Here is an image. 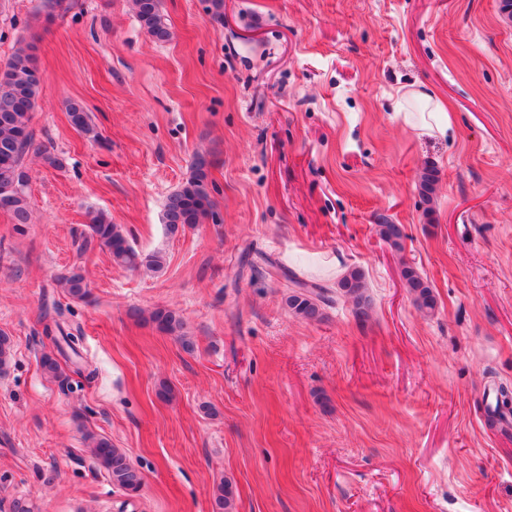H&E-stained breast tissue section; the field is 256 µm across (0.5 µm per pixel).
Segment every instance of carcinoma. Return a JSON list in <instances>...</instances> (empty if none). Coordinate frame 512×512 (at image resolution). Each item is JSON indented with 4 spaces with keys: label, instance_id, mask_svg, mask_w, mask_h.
Here are the masks:
<instances>
[{
    "label": "carcinoma",
    "instance_id": "obj_1",
    "mask_svg": "<svg viewBox=\"0 0 512 512\" xmlns=\"http://www.w3.org/2000/svg\"><path fill=\"white\" fill-rule=\"evenodd\" d=\"M133 4L143 29L157 42L168 41L171 32L162 11V0H133ZM44 93L43 76L28 48L16 49L5 63L0 64V211L10 214L16 224H27L30 220V176L25 167L27 154L33 151L42 156L47 164L61 166L53 153L35 144L30 126L31 114ZM68 118L70 125L79 133L97 137L92 118L82 105L71 104ZM211 166L212 161L206 155H197L189 177L167 196L163 206V223L169 233L174 234L185 226L202 224L216 217V204L210 189ZM86 227L87 231L82 235V248L96 245L109 254L114 264L129 270L141 267L151 271L162 269V252L143 254L137 251L121 228L104 214L91 215ZM379 233L393 248L402 249L403 232L399 225L381 224ZM402 277L414 295L417 308L427 313L434 311V295L416 269L404 267ZM286 278L295 287L285 299L288 310L307 321L321 319L320 301L324 300L327 289L318 284L311 285L293 272L286 274ZM55 282L73 300L86 302L90 299L89 285L77 268L59 273ZM338 287L351 302L355 317L364 319L369 311V297L362 272L356 268L347 271L338 281ZM148 319L161 332L179 334L183 345L190 347V342L180 334L182 322L174 311L157 308L150 313ZM55 326L62 333L61 339L55 340V350L42 354L41 367L46 375L63 383L67 375L61 362L80 356L79 337L64 332L58 321ZM495 400L498 404L486 408L487 422L491 425L508 421V416L497 415V410L501 408L512 413V390L504 385L498 386L495 389ZM86 440L89 442L91 458L106 472L112 484L129 494L138 493L143 484V476L127 454L114 447L105 437L88 435ZM213 497L216 512H235L234 492L229 482L219 483Z\"/></svg>",
    "mask_w": 512,
    "mask_h": 512
}]
</instances>
